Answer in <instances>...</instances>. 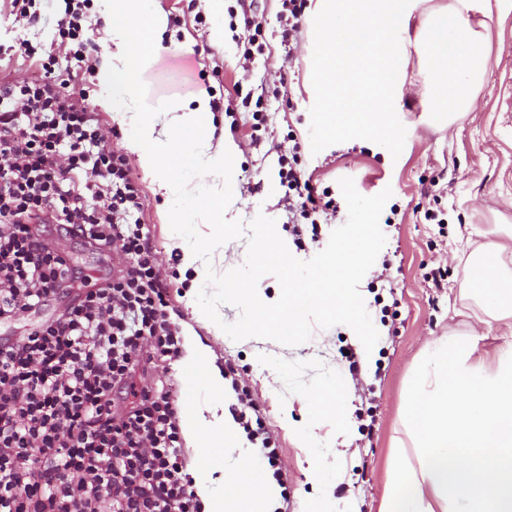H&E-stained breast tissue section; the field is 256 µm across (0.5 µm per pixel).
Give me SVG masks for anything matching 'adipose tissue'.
Segmentation results:
<instances>
[{
  "label": "adipose tissue",
  "instance_id": "adipose-tissue-1",
  "mask_svg": "<svg viewBox=\"0 0 512 512\" xmlns=\"http://www.w3.org/2000/svg\"><path fill=\"white\" fill-rule=\"evenodd\" d=\"M120 45L99 81L112 106L141 133L130 148L158 175L167 193L181 190L168 171L192 157L199 180L223 177L232 144L213 141L210 99L174 101L166 108L170 132L154 135L127 77L141 68L165 25L148 0H102ZM490 0H316L311 47L315 91L327 129L358 141H383L395 129L391 102L413 84L432 121L452 125L471 107L491 62ZM464 286L484 309V325L512 329V229L470 252ZM414 462L391 472L396 512H512V344L485 363L478 342L444 336L419 354L402 415ZM201 451H236L233 466L200 465L198 493L206 512H273L279 486L255 468L234 420L218 406L182 420ZM224 484L223 492L212 489Z\"/></svg>",
  "mask_w": 512,
  "mask_h": 512
}]
</instances>
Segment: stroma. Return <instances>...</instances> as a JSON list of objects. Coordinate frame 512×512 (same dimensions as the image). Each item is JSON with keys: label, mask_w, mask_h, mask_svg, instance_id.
<instances>
[{"label": "stroma", "mask_w": 512, "mask_h": 512, "mask_svg": "<svg viewBox=\"0 0 512 512\" xmlns=\"http://www.w3.org/2000/svg\"><path fill=\"white\" fill-rule=\"evenodd\" d=\"M232 0H152L166 17L179 18L167 26L160 46L129 82L146 115L163 131V108L169 102L192 100L208 94L219 102L211 115L214 139L232 141L234 198L226 211L230 220L250 223L257 215L276 222L277 232L290 252L311 259L325 248L334 225L347 219L339 210L334 224L318 229L288 221L280 186L278 158L291 142H299L300 165L318 189L341 198V178L354 181L357 191L373 196L391 188L379 225L386 237L380 259L391 263V277L367 272L362 285L374 301L372 321L382 340L372 374L353 380L345 359L354 346L348 329L336 325L314 328L308 341L286 346L253 340L233 341L203 316L195 297L206 268L221 274L242 265L247 241L225 243L211 255L210 263L187 265L185 241L172 232L168 210L172 204L159 189L154 175L142 168L128 145L134 128L121 122L118 113L105 108L109 91L96 75L84 78L89 103L106 128L116 129L113 148L126 152L144 202V222L167 272L183 317L184 335L195 337L208 351L213 367L232 361L242 374L254 402L263 412L264 425L279 448V463L287 480L290 512H306L311 500L321 499L333 512L346 501H356L359 512H383L388 477L402 436L399 418L408 382L417 358L431 340L451 331L478 328V303L462 294L464 256L494 238L498 226H512V0L492 6L493 63L477 90L470 112L452 128L424 122L414 88H406L396 103L393 147L363 145L324 129L320 101L304 91L313 77L309 45L314 37L311 15H304L291 43H283L279 23L281 0H246L249 18L264 27L262 55L244 64L242 49L232 35L227 8ZM61 0H40L41 20L23 29L11 15L9 0H0V78L36 74L19 44L28 40L49 45ZM224 30L223 39L213 37ZM263 99V119L253 121L241 106V92ZM438 183V198L426 196L430 183ZM434 210L438 221L424 217ZM46 237L64 252L79 270L101 284L112 272V254L77 244L47 228ZM442 268V287H433L427 275ZM336 389V406L349 412L355 430L348 436L335 432L332 411L315 408L309 399L312 387ZM313 428L309 447L296 443L293 428ZM323 465L320 480H311L312 461Z\"/></svg>", "instance_id": "obj_1"}]
</instances>
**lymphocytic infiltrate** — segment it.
<instances>
[{"label":"lymphocytic infiltrate","instance_id":"lymphocytic-infiltrate-1","mask_svg":"<svg viewBox=\"0 0 512 512\" xmlns=\"http://www.w3.org/2000/svg\"><path fill=\"white\" fill-rule=\"evenodd\" d=\"M49 48L23 43L36 76L0 82V322L62 302L30 335L0 337V512H203L181 407L159 363L182 352L172 291L126 157L77 79L92 71L90 0H64ZM289 210L335 217L298 157H280ZM54 226L111 248L96 289L45 240ZM230 413L274 471L278 448L248 390Z\"/></svg>","mask_w":512,"mask_h":512}]
</instances>
